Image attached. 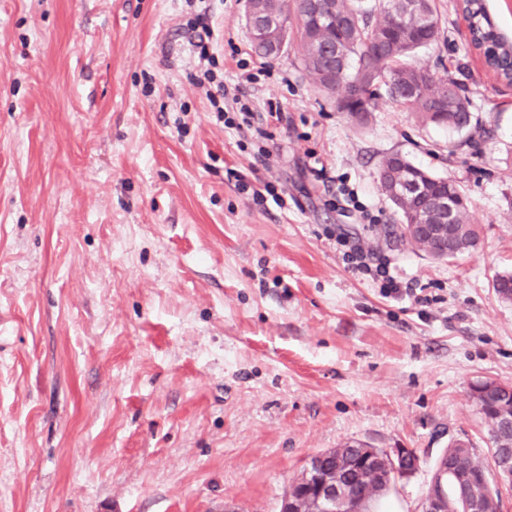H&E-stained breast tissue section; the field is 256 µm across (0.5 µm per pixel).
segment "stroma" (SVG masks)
Returning a JSON list of instances; mask_svg holds the SVG:
<instances>
[{
    "label": "stroma",
    "instance_id": "1",
    "mask_svg": "<svg viewBox=\"0 0 512 512\" xmlns=\"http://www.w3.org/2000/svg\"><path fill=\"white\" fill-rule=\"evenodd\" d=\"M216 73L264 141L197 86L189 0H0V512H279L317 452L410 448L384 512H420L450 440L490 462L470 398L512 384V86L435 0L419 65L460 82L489 130L421 125L380 99L351 123L296 47L257 55L244 0H209ZM461 142L456 152L448 145ZM457 181L479 247L402 240L391 153ZM345 179L379 221L330 202ZM346 230L428 299L383 297ZM233 103L236 105L240 104L239 108L236 107V112L238 114L236 116L240 117V122H236L234 117H225V113H224V126H226V125L228 127L231 126L230 128H235L237 130H243L244 126H245L247 130L254 129V132L258 136L266 138L267 137L266 131L263 128H261L260 126H255V119H256V116L258 115L257 112H254V110L250 107V105H248L246 103L241 104L239 97L235 96L233 98Z\"/></svg>",
    "mask_w": 512,
    "mask_h": 512
}]
</instances>
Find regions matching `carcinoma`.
<instances>
[{"mask_svg": "<svg viewBox=\"0 0 512 512\" xmlns=\"http://www.w3.org/2000/svg\"><path fill=\"white\" fill-rule=\"evenodd\" d=\"M414 10L401 26L393 24V12L398 0H335L336 15L345 18L344 27L317 24L306 11L303 0H265V11L288 13L287 36H296L302 53L304 69L313 83L332 96L338 111L356 124H361L359 112L376 111L383 97L392 103L414 112L422 122L455 131L468 129L476 132L483 127L470 112V101L463 86L455 79L441 75L427 67L419 66L414 58L419 49L432 45L439 36L440 20L432 0H412ZM472 41L485 47L495 60L512 55V36L487 28L490 24L486 0H467ZM336 63L337 79L332 85L322 77L326 62ZM362 86L363 97L353 100L348 92ZM397 165L429 194L448 193L457 199L455 222L462 230L458 254L471 252L478 245L480 236L476 225L470 221L469 204L460 186L450 178H442L415 166L406 156L392 153L385 156L378 168V179ZM497 296L504 302L512 301V274L499 275L493 284ZM489 428H494L502 418L512 417V402L503 408L492 398L478 407ZM448 466L469 470L483 483L481 496L483 512H501L502 499L491 483L487 466L479 459L476 449L457 441L448 444L442 454ZM397 475L385 470L370 479L358 469L348 471L346 484L350 487L362 483L367 487L370 504L388 496L395 486Z\"/></svg>", "mask_w": 512, "mask_h": 512, "instance_id": "1", "label": "carcinoma"}]
</instances>
